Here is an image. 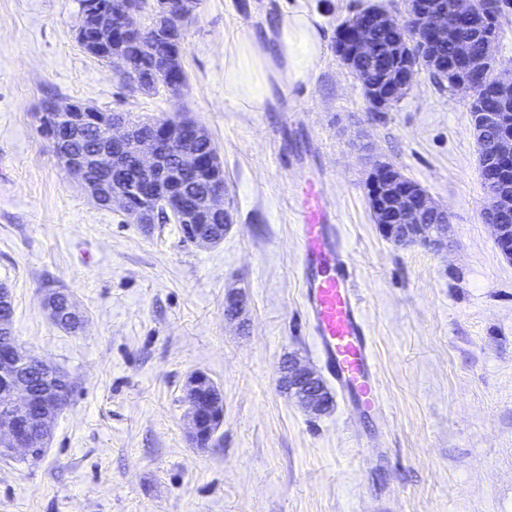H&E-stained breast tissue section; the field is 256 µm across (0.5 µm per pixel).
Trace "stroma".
I'll use <instances>...</instances> for the list:
<instances>
[{
	"instance_id": "1",
	"label": "stroma",
	"mask_w": 512,
	"mask_h": 512,
	"mask_svg": "<svg viewBox=\"0 0 512 512\" xmlns=\"http://www.w3.org/2000/svg\"><path fill=\"white\" fill-rule=\"evenodd\" d=\"M404 0H199L188 76L132 92L77 40L80 0H0V284L31 354L73 391L44 459L0 457V512H512V260L481 220L487 193L465 93L419 71L371 111L335 52L341 22ZM301 7L326 52L287 109L240 112L224 96V49ZM143 120L203 125L224 168L234 224L223 241L132 223L99 206L39 131L47 96ZM393 165L449 214L448 249L400 246L365 187ZM336 220L370 326L382 410L336 398L305 413L278 386L282 360L321 370L306 322L298 209ZM243 310L224 314L228 291ZM69 293L85 323L55 324ZM204 372L224 399L217 445L189 438L184 386Z\"/></svg>"
}]
</instances>
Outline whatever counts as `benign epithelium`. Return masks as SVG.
Wrapping results in <instances>:
<instances>
[{"label": "benign epithelium", "mask_w": 512, "mask_h": 512, "mask_svg": "<svg viewBox=\"0 0 512 512\" xmlns=\"http://www.w3.org/2000/svg\"><path fill=\"white\" fill-rule=\"evenodd\" d=\"M146 0L129 5L121 18L112 21V14L103 13L101 5L82 12L77 38L94 52L120 40L123 33L138 28ZM198 0H154L155 30L159 33L183 35L185 23L192 17ZM503 11V0H459L456 15H448V9L429 0H406L402 13H391L383 8L368 9L348 30V41L338 47V56L348 67L362 57L381 51L387 61L377 80L358 76L371 109L379 111L392 106L413 87L417 63H433L431 48L452 44L453 60L448 62L451 75L450 87L468 96L470 105L478 103L481 94L480 79L493 73L498 91H512V74L498 71L495 57V38L488 33L484 37V51L473 54L469 44L458 39L459 20L463 19L477 31H488L496 26ZM393 27L398 31L396 40L382 47L375 45L373 33L380 28ZM40 126L81 128L97 125L108 131V144L92 155L69 153L49 143L71 175L100 205L119 206L136 224L146 223L148 212L142 206L131 203L133 197L142 200L162 199L165 187L175 186L187 176L196 175L204 166L203 158L190 151L177 157L171 164L152 141L141 143L137 157V170L151 174V178L139 183L119 175L113 166L114 158L127 150L132 140V129L117 113L99 112L80 101L65 103L54 101L45 112L37 113ZM470 126L477 140L490 145L481 162V171L490 183L499 180L501 166L512 163V127L502 112H473L469 115ZM198 130V124L183 118L165 125L155 133L157 139L173 142L184 131ZM368 199L375 223L383 235L399 244H418L439 252L445 247V231L449 223L448 211L438 205L418 184L411 183L396 168L387 163H376L367 176ZM208 215L212 223L222 226L217 234L198 236L194 243L210 246L218 241V235L233 224L231 210L224 203V195L214 192L209 196ZM512 215V190L504 186L489 195L482 217L495 231V241L501 253L512 255V223L497 222L498 215ZM48 309L54 320L66 318L81 323L83 316L71 295L54 293L48 299ZM37 372L42 382V396L48 413L40 426L31 431L21 423L16 412L28 409L32 392L26 372L30 370L31 355L19 343L5 340L0 346V383L9 393L10 404L0 412V449L9 453L32 455L34 449L44 446L55 422L51 406L63 396L61 386L69 382V376L43 359H37ZM209 377L197 372L188 380L185 399L188 405L189 434L202 446L212 436V427L223 422L222 398L213 394L207 383ZM280 387L308 414L322 416L332 408V400L323 378L311 367L295 357L284 359L280 366Z\"/></svg>", "instance_id": "benign-epithelium-1"}]
</instances>
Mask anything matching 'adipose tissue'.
I'll return each instance as SVG.
<instances>
[{
    "instance_id": "ef3b65f1",
    "label": "adipose tissue",
    "mask_w": 512,
    "mask_h": 512,
    "mask_svg": "<svg viewBox=\"0 0 512 512\" xmlns=\"http://www.w3.org/2000/svg\"><path fill=\"white\" fill-rule=\"evenodd\" d=\"M321 18L305 10L285 13L262 32L238 31L224 53V92L242 111L259 112L287 97L314 72L326 50Z\"/></svg>"
}]
</instances>
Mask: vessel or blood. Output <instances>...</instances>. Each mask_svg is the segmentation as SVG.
I'll return each mask as SVG.
<instances>
[{
    "label": "vessel or blood",
    "instance_id": "vessel-or-blood-1",
    "mask_svg": "<svg viewBox=\"0 0 512 512\" xmlns=\"http://www.w3.org/2000/svg\"><path fill=\"white\" fill-rule=\"evenodd\" d=\"M301 226L303 304L317 352L342 395L379 406L370 328L353 287L354 271L320 205L305 201Z\"/></svg>",
    "mask_w": 512,
    "mask_h": 512
}]
</instances>
